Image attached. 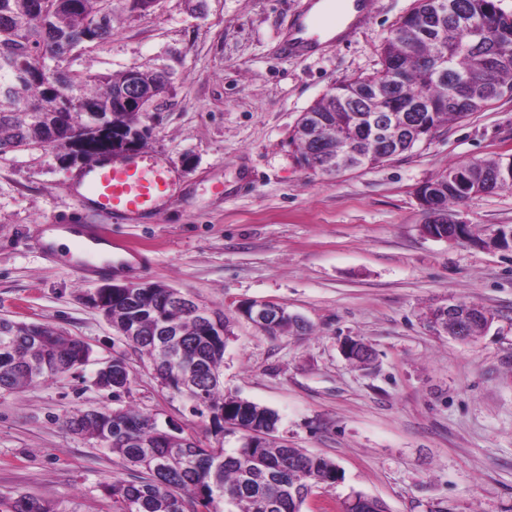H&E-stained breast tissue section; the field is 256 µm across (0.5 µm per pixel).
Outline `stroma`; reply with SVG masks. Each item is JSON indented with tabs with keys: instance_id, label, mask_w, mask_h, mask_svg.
I'll return each instance as SVG.
<instances>
[{
	"instance_id": "35a3bbf8",
	"label": "stroma",
	"mask_w": 512,
	"mask_h": 512,
	"mask_svg": "<svg viewBox=\"0 0 512 512\" xmlns=\"http://www.w3.org/2000/svg\"><path fill=\"white\" fill-rule=\"evenodd\" d=\"M311 0H112V37L85 44L81 76L162 71L169 88L142 122L141 155L166 165L172 192L158 214L112 220L131 246L84 275L47 259L49 224H99L83 208V165L36 147L0 155V317L44 323L88 342L76 373L17 393L0 390V512L30 497L53 512H115L105 487L133 477L65 416L112 407L94 384L123 342L88 301L101 285L164 283L222 310L225 391L275 410L277 434L333 460L344 479L306 512H337L361 491L390 512H512V248L425 235L418 188L449 163L512 154V100L441 126L373 168L322 175L301 168L298 118L337 82L373 72L392 25L417 0H374L348 41L289 58L294 14ZM456 218L476 230L512 225V188L471 197ZM494 314L471 344L432 334L449 300ZM306 319L301 335L268 336L246 301ZM363 340L371 366L345 359ZM124 403L178 422L211 443L208 419L162 388L138 360Z\"/></svg>"
}]
</instances>
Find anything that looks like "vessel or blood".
Listing matches in <instances>:
<instances>
[{"label": "vessel or blood", "mask_w": 512, "mask_h": 512, "mask_svg": "<svg viewBox=\"0 0 512 512\" xmlns=\"http://www.w3.org/2000/svg\"><path fill=\"white\" fill-rule=\"evenodd\" d=\"M370 0H344L341 12L297 16L288 41L286 56L296 57L319 46L314 31L317 26L341 28L343 36L354 34L370 17ZM86 202L97 212L111 216H141L155 213L170 191L167 168L158 161L144 158L121 163H99L82 174Z\"/></svg>", "instance_id": "b4317fda"}]
</instances>
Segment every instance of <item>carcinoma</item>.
I'll return each instance as SVG.
<instances>
[{
	"mask_svg": "<svg viewBox=\"0 0 512 512\" xmlns=\"http://www.w3.org/2000/svg\"><path fill=\"white\" fill-rule=\"evenodd\" d=\"M30 0H0V155L50 141L64 149L61 158L94 159L112 138L137 133L140 116L120 103L124 77L83 79L62 67L73 50L84 43H103L112 36V23L91 27L102 0H39L44 15L31 12ZM438 9L434 0L401 18L381 48L380 67L370 74L341 82L305 112L313 126L324 119L336 126V141L319 143L296 130L297 161L326 175L354 167L382 163L412 149L420 139L399 132L409 116L425 137L442 124L479 112L504 97L512 99V12L498 0H447ZM428 13L432 22H421ZM54 68L67 84V101L51 93L45 72ZM390 69L409 71L410 83L387 85L382 74ZM464 77L453 101L444 97V84ZM166 91L159 71L144 73L143 93L157 99ZM108 113L110 128L98 133L85 113ZM358 156L346 154L347 146ZM512 186V162L501 157L452 163L418 193L435 200L447 213L473 195ZM95 308L126 336L161 387L183 396L193 414L209 419L217 444L204 446L175 423L158 419L131 405L100 411L79 410L64 420L77 434L96 443L138 471L132 481L108 486L115 512H302L307 497L329 491L342 480L336 463L295 448L288 441L261 443L255 430L275 429L278 414L237 395L224 394L221 382L226 336L192 309L170 300L160 283L152 288H120L100 298ZM465 319L453 325L468 336L483 334L484 309L462 301ZM268 335L306 332V323L293 329L285 317L260 326ZM92 354L81 343L48 324L0 318V389L22 392L36 383L70 374ZM133 375L126 356L114 357L98 384L115 400L129 392ZM241 418L242 429H224V413ZM236 437V446L224 447V438ZM345 512H388L386 504L363 492Z\"/></svg>",
	"mask_w": 512,
	"mask_h": 512,
	"instance_id": "1",
	"label": "carcinoma"
}]
</instances>
